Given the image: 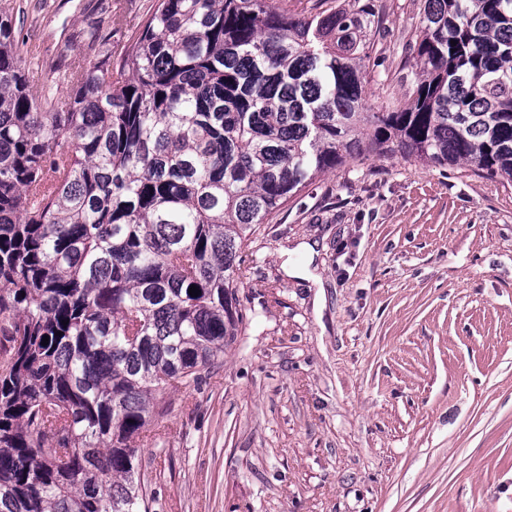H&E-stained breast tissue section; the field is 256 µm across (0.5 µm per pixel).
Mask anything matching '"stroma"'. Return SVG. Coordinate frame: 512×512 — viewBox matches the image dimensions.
Masks as SVG:
<instances>
[{"label": "stroma", "instance_id": "stroma-1", "mask_svg": "<svg viewBox=\"0 0 512 512\" xmlns=\"http://www.w3.org/2000/svg\"><path fill=\"white\" fill-rule=\"evenodd\" d=\"M152 2L0 8L37 94L83 35L120 52ZM383 5L377 110L416 86L423 0ZM240 281L241 335L139 448L158 512H512V183L348 159L261 225Z\"/></svg>", "mask_w": 512, "mask_h": 512}]
</instances>
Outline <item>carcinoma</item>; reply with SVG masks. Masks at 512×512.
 Instances as JSON below:
<instances>
[{"instance_id":"obj_1","label":"carcinoma","mask_w":512,"mask_h":512,"mask_svg":"<svg viewBox=\"0 0 512 512\" xmlns=\"http://www.w3.org/2000/svg\"><path fill=\"white\" fill-rule=\"evenodd\" d=\"M380 24L156 0L118 66L36 96L0 15V512H152L135 438L235 343L244 253L318 176L399 151L512 182V0H424L416 90L371 112Z\"/></svg>"}]
</instances>
